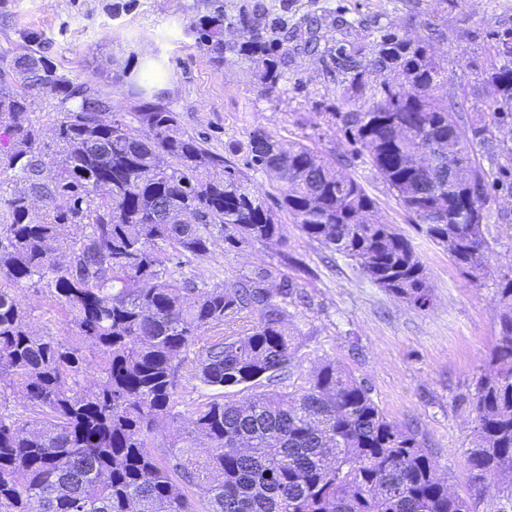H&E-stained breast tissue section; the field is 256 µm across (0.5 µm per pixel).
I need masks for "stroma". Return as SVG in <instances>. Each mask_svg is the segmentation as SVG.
<instances>
[{
  "instance_id": "stroma-1",
  "label": "stroma",
  "mask_w": 512,
  "mask_h": 512,
  "mask_svg": "<svg viewBox=\"0 0 512 512\" xmlns=\"http://www.w3.org/2000/svg\"><path fill=\"white\" fill-rule=\"evenodd\" d=\"M275 14L296 21L321 16L339 40L349 38L342 21L360 20L372 31L395 29L421 36L433 22L432 45L448 61L445 93L465 92L464 121L482 106L481 73L489 68L494 31L512 27V0H268ZM194 0H11L0 47L38 45L69 77L100 82L116 114L131 105L129 86L112 81L130 68L139 80L165 90L192 134L244 165L249 132L266 128L283 147L302 142L319 154L345 156L344 172L356 177L377 202L378 216L410 240L422 260L430 303L417 307L372 283L352 261L330 260L319 243L284 222L286 245L256 243L227 249L216 241L209 255L186 259L184 276L205 274L220 285L264 267L295 278L307 304L290 307L293 368L278 388L297 391L327 359L364 379L379 408L393 421L419 430L459 495L470 491L464 451L472 435L466 402L498 334L497 288L512 271V192L497 191L490 203L487 235L492 275L474 281L431 241L399 205L364 159L348 155L337 128L320 120L341 96L337 77L322 62L304 57L288 72L281 94L261 96L241 62L215 69L190 24ZM29 323L41 334H59L60 315L45 289L22 293Z\"/></svg>"
}]
</instances>
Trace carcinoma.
Returning <instances> with one entry per match:
<instances>
[{
	"label": "carcinoma",
	"instance_id": "cac0c4a2",
	"mask_svg": "<svg viewBox=\"0 0 512 512\" xmlns=\"http://www.w3.org/2000/svg\"><path fill=\"white\" fill-rule=\"evenodd\" d=\"M192 25L210 62L249 65L259 91L280 89L299 57L344 76V111L321 112L457 267L490 272L487 214L501 172L474 146L512 117V28L494 34L503 64L483 71L486 107L465 123L447 68L425 35L387 31L368 55L332 45L317 16L293 26L258 0L224 13L199 0ZM128 116L112 114L96 81L77 82L39 49L0 52V512H512V274L498 288L499 334L470 396L462 497L414 429L388 419L364 380L332 360L281 393L293 337L285 305L298 282L258 268L222 286L183 277V259L215 237L240 249L283 241L281 216L356 262L381 288L418 307L427 275L411 242L377 216L363 185L305 144L287 150L266 129L248 136L247 165L276 183L274 204L245 171L185 130L165 92L131 71ZM56 114L44 139L34 96ZM112 118H107V115ZM415 129L402 136L398 125ZM66 224L82 228L75 237ZM47 289L73 327L60 340L32 330L20 291ZM257 316L243 336L224 323ZM206 387L246 385L177 410L180 372ZM95 387L86 385L88 375ZM161 448L160 454L153 449ZM204 448V454L195 450Z\"/></svg>",
	"mask_w": 512,
	"mask_h": 512
}]
</instances>
